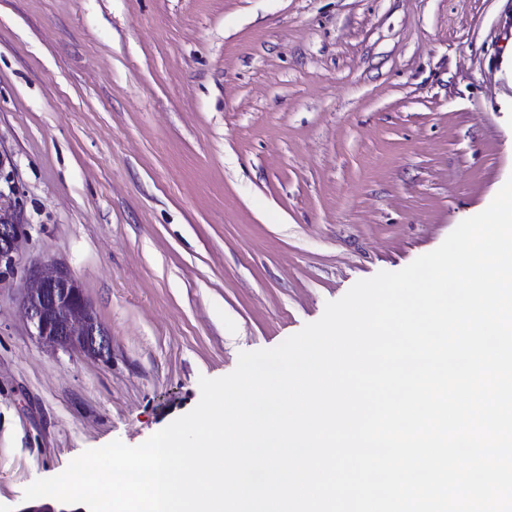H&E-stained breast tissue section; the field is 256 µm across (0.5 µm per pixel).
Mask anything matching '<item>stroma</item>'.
Listing matches in <instances>:
<instances>
[{
	"label": "stroma",
	"instance_id": "stroma-1",
	"mask_svg": "<svg viewBox=\"0 0 512 512\" xmlns=\"http://www.w3.org/2000/svg\"><path fill=\"white\" fill-rule=\"evenodd\" d=\"M0 150L27 226L0 280L18 512L490 204L512 177V0H0ZM35 261L78 280L110 359L32 336Z\"/></svg>",
	"mask_w": 512,
	"mask_h": 512
}]
</instances>
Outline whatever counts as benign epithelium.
<instances>
[{
  "mask_svg": "<svg viewBox=\"0 0 512 512\" xmlns=\"http://www.w3.org/2000/svg\"><path fill=\"white\" fill-rule=\"evenodd\" d=\"M11 165L8 155L0 152V278L14 271L26 225L21 222V204L3 172ZM27 288L21 311L32 327V335L53 347L78 350L100 358L112 357V339L98 321L79 282L66 269L42 262L27 271ZM17 512H88L84 505H65L59 501L24 505Z\"/></svg>",
  "mask_w": 512,
  "mask_h": 512,
  "instance_id": "7a95c632",
  "label": "benign epithelium"
}]
</instances>
